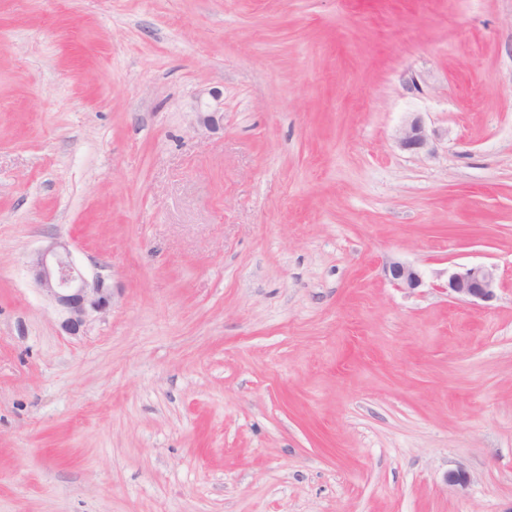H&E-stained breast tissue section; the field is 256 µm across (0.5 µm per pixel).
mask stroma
Returning <instances> with one entry per match:
<instances>
[{
    "label": "stroma",
    "instance_id": "1",
    "mask_svg": "<svg viewBox=\"0 0 512 512\" xmlns=\"http://www.w3.org/2000/svg\"><path fill=\"white\" fill-rule=\"evenodd\" d=\"M0 512H512V0H0ZM398 145L403 149H425L429 145V138L422 122L418 118L405 123L399 130ZM30 267L40 292L57 305L60 326L68 335L83 333L94 317L112 307V287L106 278L97 274L88 279L65 242L52 240L35 253ZM384 273L390 282L400 289H415L422 284L420 271L401 261H389L385 264ZM497 275L494 266L477 265L448 277V295L460 301L477 305L490 301L495 296Z\"/></svg>",
    "mask_w": 512,
    "mask_h": 512
}]
</instances>
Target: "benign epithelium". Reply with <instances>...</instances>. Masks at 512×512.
I'll return each mask as SVG.
<instances>
[{"instance_id":"obj_1","label":"benign epithelium","mask_w":512,"mask_h":512,"mask_svg":"<svg viewBox=\"0 0 512 512\" xmlns=\"http://www.w3.org/2000/svg\"><path fill=\"white\" fill-rule=\"evenodd\" d=\"M220 120L219 112L195 113V124L207 131L219 128ZM397 143L408 150L427 148L429 138L422 122L414 118L405 123ZM30 267L40 292L57 305L62 330L71 336L84 332L94 317L112 307V287L106 278L101 274L87 278L65 242L52 240L35 253ZM384 273L400 289H415L422 284L420 271L401 261L387 262ZM496 288V268L477 265L449 275L446 290L451 298L476 305L491 300Z\"/></svg>"}]
</instances>
